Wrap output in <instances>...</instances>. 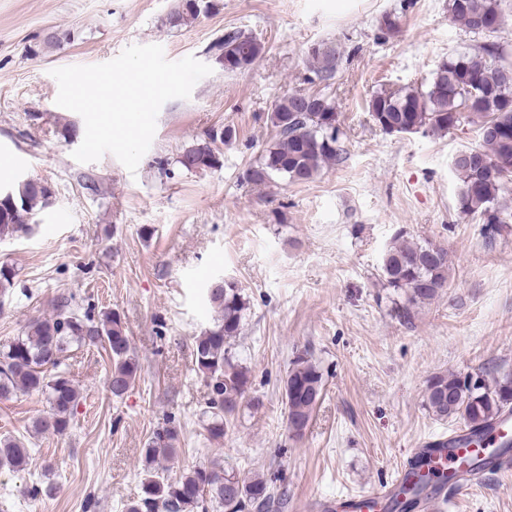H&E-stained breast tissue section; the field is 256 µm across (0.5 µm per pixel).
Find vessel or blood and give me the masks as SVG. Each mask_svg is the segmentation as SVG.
I'll list each match as a JSON object with an SVG mask.
<instances>
[{
	"label": "vessel or blood",
	"mask_w": 512,
	"mask_h": 512,
	"mask_svg": "<svg viewBox=\"0 0 512 512\" xmlns=\"http://www.w3.org/2000/svg\"><path fill=\"white\" fill-rule=\"evenodd\" d=\"M488 436L494 440V447H463L457 444L444 446L426 441L421 447L409 449L405 471L397 472L390 482L379 485L369 494L347 498L343 503L345 512H384L385 508L391 507L406 470L433 469L446 473L459 468L463 459H481L482 465L479 470L456 479L454 485L438 484L427 489L419 499L418 507L420 512H433L437 503L445 499L448 492L462 493L481 475L512 469V452H501L496 448L498 442L512 438V412L504 413L496 420Z\"/></svg>",
	"instance_id": "vessel-or-blood-1"
}]
</instances>
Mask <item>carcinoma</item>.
Listing matches in <instances>:
<instances>
[{"label": "carcinoma", "instance_id": "carcinoma-1", "mask_svg": "<svg viewBox=\"0 0 512 512\" xmlns=\"http://www.w3.org/2000/svg\"><path fill=\"white\" fill-rule=\"evenodd\" d=\"M213 7L214 0H178L168 24L184 26ZM448 13L475 36L486 34L479 29L483 20L494 25L492 33L501 24L499 0H448ZM219 45L226 53L248 50L252 63L265 52L259 40L238 31L224 34ZM506 54L499 43L485 42L442 60L426 87L383 88L368 103L372 120L386 134L391 126L399 134L427 136H442L469 125L477 128L478 143L468 148L476 152L474 160L453 172L459 184L460 212L479 218L490 242L512 223V209L500 196L512 182V78L489 83L482 74L492 66L512 70ZM339 59L337 48L320 44L309 50L308 69L328 87ZM270 122L274 140L246 170L247 182L265 185L282 177L291 183H307L323 165L343 160L338 112L330 96L292 92L276 102ZM229 136V129L206 132L180 154V167L188 172L221 167L217 142ZM52 196L48 183L38 179H22L0 193V239L32 233L35 216L51 204ZM381 276L398 296L396 316L409 323L418 305L448 287V250L429 240L410 241L400 231L383 253ZM206 300L217 317L195 337L194 361L209 390L205 430L218 440L230 429L231 418L249 388V370L237 352L249 301L237 281L228 284L223 278L209 283ZM72 343L101 347L108 353L112 397L123 398L139 377V361L121 316L113 311L95 316L81 310L74 295H59L52 314L29 322L22 335L0 345V399L19 390L47 395L49 410L34 425L38 434L65 433L75 415L80 392L62 369L63 354ZM324 389L319 366L304 355L295 356L284 380V414L293 439L305 436ZM424 403L440 420H463L468 435L480 442L487 426L505 410H512V376L490 384L482 377L435 374L428 380ZM177 440V431L171 427L153 432L144 448L139 491L125 505L126 512H271L286 507V492L274 489L262 477L240 476L236 464L213 462L178 477L164 476L160 458L173 451ZM29 462L24 442L0 438V468L19 471ZM429 483L430 475L413 473L401 490L405 500L398 503V510L407 512Z\"/></svg>", "mask_w": 512, "mask_h": 512}]
</instances>
